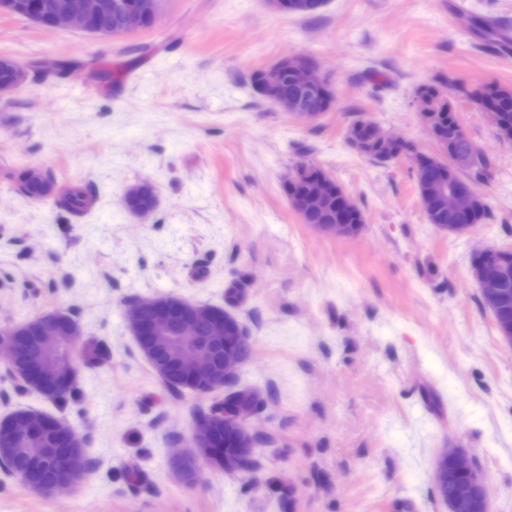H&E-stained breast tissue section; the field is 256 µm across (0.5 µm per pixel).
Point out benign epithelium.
Instances as JSON below:
<instances>
[{"mask_svg":"<svg viewBox=\"0 0 512 512\" xmlns=\"http://www.w3.org/2000/svg\"><path fill=\"white\" fill-rule=\"evenodd\" d=\"M160 0H30L25 4L29 14L44 28L75 27L82 31L88 30L90 17L112 14L116 25L112 31L117 34H131L143 29L140 20L145 15L157 16ZM271 7L279 11L304 14L314 7L313 0H268ZM48 12L50 20L40 22L43 12ZM267 97L278 104L301 122L312 123L324 114L325 83L318 74L315 64L305 54H294L278 61L264 70ZM293 84V93H288L285 85ZM422 122L434 141L437 152L434 159L450 166H466L470 157L460 153L448 155L446 147L439 142L432 123L430 113L423 111V104L416 102ZM350 141L355 149L363 155L373 156L380 153L389 161L408 159L414 160L417 151L407 142L384 133L373 122L360 120L355 123L350 133ZM437 204L449 213L464 219L470 215L478 198L476 184L472 180L450 182L441 179L433 184ZM310 195L314 199L325 197L336 192V200L341 208L353 210L357 208L354 200L326 172L309 179ZM512 257V244L487 249L481 252L472 266V276L477 282L485 307L495 313L508 300L504 282L512 268L507 259ZM148 303L152 304L161 314V319L150 327H143L137 320V311L141 302L132 304L129 325L136 342L149 341L152 346L142 350L150 364L162 370L163 360H168L179 368L182 374L193 381L199 377L206 379L198 393H211L217 389L229 390L236 380L237 373L243 364V356L239 348L249 343L245 328L236 317L229 312L219 315L209 307L186 301L180 297L156 296ZM209 322L208 335L196 336L195 328L199 321ZM62 319L44 322L39 330L42 345L40 356L34 359V372L41 377H53L60 383H67L76 374L74 361L66 360L69 350L76 344L79 329L68 325L60 331L58 324ZM14 329L0 331V348L8 352L7 366L11 367L19 355V344L13 338ZM224 349L223 368L211 365L210 349ZM249 416L224 411V415L212 420H201L193 426L194 452L174 458L171 461L173 471L185 480L191 479L197 460L208 459L213 448L217 429L232 437L233 451L224 454V471L240 472L242 459L253 456L257 438L248 426ZM0 429L9 436L13 448H29L35 445L42 431L56 430L73 448L85 447L83 438L66 424L42 415L27 413L20 423L8 419L0 424ZM467 476L469 482L457 487L451 496L442 495L440 499L448 507V512H490L484 478L478 472L465 450L456 448L440 457L435 473V487L441 489L448 481L449 475ZM79 479V474L69 472L58 478L54 483L40 488V492L52 495L64 487L72 486Z\"/></svg>","mask_w":512,"mask_h":512,"instance_id":"benign-epithelium-1","label":"benign epithelium"}]
</instances>
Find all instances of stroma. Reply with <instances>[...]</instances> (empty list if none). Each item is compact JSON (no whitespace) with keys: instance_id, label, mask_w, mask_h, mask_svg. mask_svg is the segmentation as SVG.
I'll return each instance as SVG.
<instances>
[{"instance_id":"obj_1","label":"stroma","mask_w":512,"mask_h":512,"mask_svg":"<svg viewBox=\"0 0 512 512\" xmlns=\"http://www.w3.org/2000/svg\"><path fill=\"white\" fill-rule=\"evenodd\" d=\"M327 0L314 16L266 0H161L130 36L44 29L0 15V55L24 84L0 99V329L74 315L73 389L52 401L22 388L0 359V420L19 408L54 416L86 439L91 466L56 495L0 471V512H447L434 470L450 448L484 475L491 512H512V345L471 275L478 250L512 244V145L484 113L458 111L493 161V211L466 234L429 224L410 164L377 162L347 133L361 118L430 154L415 90L455 78L512 86V50L472 29L512 0ZM315 60L336 92L314 124L253 91L282 57ZM327 171L364 222L324 235L292 209L284 179L298 163ZM37 167L55 195L29 198L17 175ZM151 184L146 217L124 204ZM81 187L80 213L56 195ZM239 282L241 296L225 292ZM175 295L230 307L252 355L239 386L258 389L250 421L260 465L228 474L192 451L191 411L223 391L175 395L139 351L131 300Z\"/></svg>"}]
</instances>
